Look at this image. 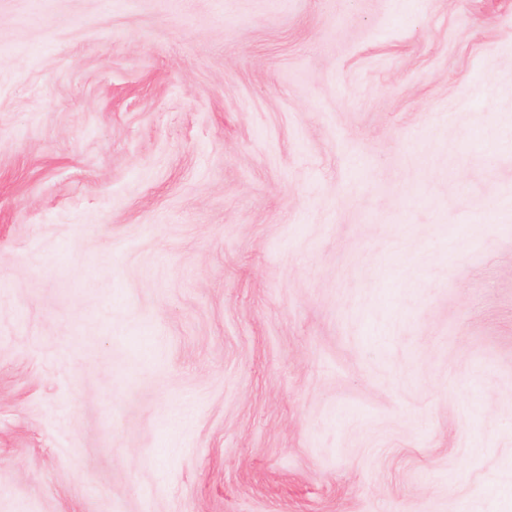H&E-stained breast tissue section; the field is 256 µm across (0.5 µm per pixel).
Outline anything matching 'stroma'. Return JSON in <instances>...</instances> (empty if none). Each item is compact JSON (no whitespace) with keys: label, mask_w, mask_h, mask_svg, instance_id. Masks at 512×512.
Returning <instances> with one entry per match:
<instances>
[{"label":"stroma","mask_w":512,"mask_h":512,"mask_svg":"<svg viewBox=\"0 0 512 512\" xmlns=\"http://www.w3.org/2000/svg\"><path fill=\"white\" fill-rule=\"evenodd\" d=\"M0 512H512V0H0Z\"/></svg>","instance_id":"1"}]
</instances>
